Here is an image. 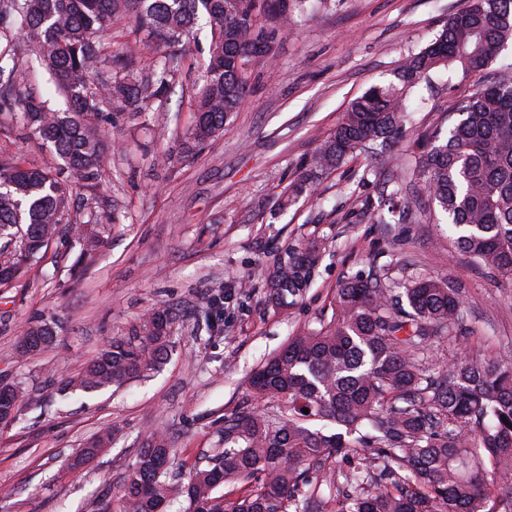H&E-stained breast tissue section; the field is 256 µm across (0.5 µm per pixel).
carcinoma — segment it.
Returning a JSON list of instances; mask_svg holds the SVG:
<instances>
[{"label": "carcinoma", "mask_w": 512, "mask_h": 512, "mask_svg": "<svg viewBox=\"0 0 512 512\" xmlns=\"http://www.w3.org/2000/svg\"><path fill=\"white\" fill-rule=\"evenodd\" d=\"M257 0H0V25L15 26L50 73L71 111L19 91L17 66L0 65L15 94L0 102L82 181L101 176L107 154L96 122L116 104L149 112L170 91L183 45L199 18L211 27L204 83L195 95L185 152L224 132L243 102L250 71L277 55V36L312 8L311 0H263L267 26L255 25ZM129 18L139 40L160 51L148 72L132 57H107L96 41L113 20ZM512 43V0H465L464 8L419 53L400 66L398 83L374 86L354 100L336 132L311 157L291 196L312 195L322 175L357 153L382 145L410 119L408 91L431 73L460 67L474 90L460 99L448 137H426L412 177L455 235L456 249L512 280V72L487 66ZM115 66L104 81L100 71ZM0 236L21 225L18 252L34 259L65 232L80 245L76 262L104 245L99 224L60 227L69 188L52 172L0 156ZM324 250L313 238L288 246L264 269L266 301L288 310L311 286ZM460 284L419 275L397 293L377 274L355 275L336 288L334 308L320 328L290 337L251 375L253 400H277L272 411L246 406L224 419V449L185 484L167 480L171 448L151 434L124 480L119 512H167L179 497L185 512H494L492 475L512 476V359L497 353L475 360L434 363V344L456 337L463 322ZM175 314L152 308L129 335L110 341L65 387L89 392L121 386L155 369L172 351ZM56 325L28 327L21 355L48 348ZM20 390L0 394V414L17 415ZM309 409L305 414L302 409ZM84 447L80 466L112 441L106 431ZM370 451L338 476L308 471L348 459L356 446ZM251 477L258 485L228 499L225 485Z\"/></svg>", "instance_id": "1"}]
</instances>
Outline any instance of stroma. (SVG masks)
I'll return each instance as SVG.
<instances>
[{
    "mask_svg": "<svg viewBox=\"0 0 512 512\" xmlns=\"http://www.w3.org/2000/svg\"><path fill=\"white\" fill-rule=\"evenodd\" d=\"M463 4L328 0L280 35L275 63L254 70L223 134L188 155L184 135L211 39L199 20L175 84L154 111L110 108L99 116L110 151L92 184L74 179L16 110L0 108V153L68 183L66 223L112 225L86 263L75 265L78 245L61 239L0 286V384L25 392L16 420L0 425V512H111L151 432L165 434L174 450L170 473L206 466L224 446L225 417L252 401V370L297 330L318 328L338 284L358 273L384 274L393 288L418 274L461 284L463 330L438 346V362L512 354V280L461 255L447 225L432 223L423 207L410 206L398 224L375 220L383 181H399L420 136L447 128L456 101L471 93L462 72L433 73L431 87L411 93L410 122L386 152L358 154L323 175L313 196L285 200L350 103L372 85L395 81L402 59L424 48ZM130 28L114 22L102 47L151 65L153 49ZM1 52L27 72L25 92L66 110L18 30L0 26ZM314 237L326 245L315 280L279 315L265 301L259 271L286 246ZM219 295L224 321L213 332L204 313ZM158 305L177 315L164 364L119 388L63 393L65 378ZM44 322L58 325L55 344L20 356L22 330ZM105 428L111 445L75 466L81 448Z\"/></svg>",
    "mask_w": 512,
    "mask_h": 512,
    "instance_id": "stroma-1",
    "label": "stroma"
}]
</instances>
